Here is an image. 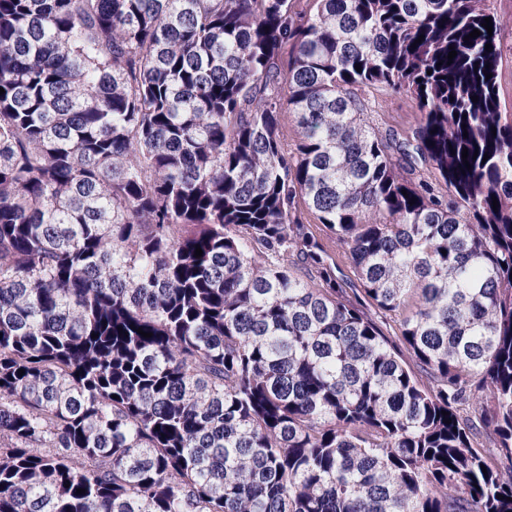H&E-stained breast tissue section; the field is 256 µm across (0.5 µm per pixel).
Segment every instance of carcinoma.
I'll list each match as a JSON object with an SVG mask.
<instances>
[{
    "label": "carcinoma",
    "mask_w": 512,
    "mask_h": 512,
    "mask_svg": "<svg viewBox=\"0 0 512 512\" xmlns=\"http://www.w3.org/2000/svg\"><path fill=\"white\" fill-rule=\"evenodd\" d=\"M297 2L0 0V512H512L502 20ZM368 96L376 101V117L383 128H407L413 125L418 117L416 103L403 93H385L371 90Z\"/></svg>",
    "instance_id": "1"
}]
</instances>
